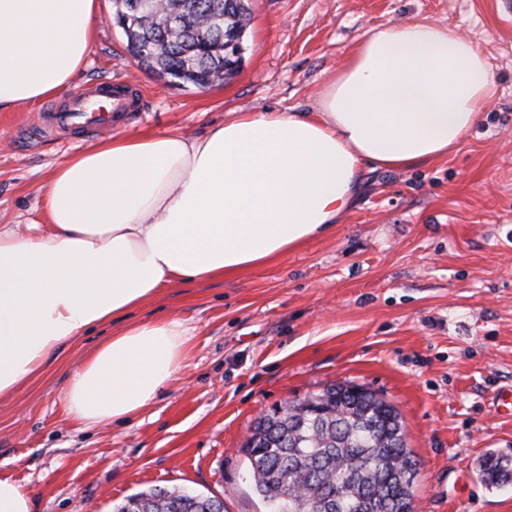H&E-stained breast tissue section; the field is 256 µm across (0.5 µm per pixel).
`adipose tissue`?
<instances>
[{
  "instance_id": "ef3b65f1",
  "label": "adipose tissue",
  "mask_w": 512,
  "mask_h": 512,
  "mask_svg": "<svg viewBox=\"0 0 512 512\" xmlns=\"http://www.w3.org/2000/svg\"><path fill=\"white\" fill-rule=\"evenodd\" d=\"M98 0H0V110L71 91ZM496 95L487 56L422 21L362 40L316 111L239 112L207 134L100 142L53 171L45 224L0 228V395L82 332L121 328L63 396L84 427L139 414L182 369L176 319L127 321L173 283L259 266L332 231L365 165L411 168L459 149Z\"/></svg>"
}]
</instances>
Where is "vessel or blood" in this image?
I'll list each match as a JSON object with an SVG mask.
<instances>
[{"label":"vessel or blood","instance_id":"b4317fda","mask_svg":"<svg viewBox=\"0 0 512 512\" xmlns=\"http://www.w3.org/2000/svg\"><path fill=\"white\" fill-rule=\"evenodd\" d=\"M144 109L138 90L123 80L109 79L42 113L41 127L55 136L103 131Z\"/></svg>","mask_w":512,"mask_h":512}]
</instances>
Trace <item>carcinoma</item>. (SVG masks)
I'll use <instances>...</instances> for the list:
<instances>
[{"instance_id":"carcinoma-1","label":"carcinoma","mask_w":512,"mask_h":512,"mask_svg":"<svg viewBox=\"0 0 512 512\" xmlns=\"http://www.w3.org/2000/svg\"><path fill=\"white\" fill-rule=\"evenodd\" d=\"M115 19L138 65L170 86L222 84L240 68L251 22L249 0H168L162 25L155 0H113ZM242 448L256 493L273 512H412L417 463L398 411L373 392L344 384L288 403L278 418L257 421ZM480 477L489 488L512 481V454L488 452ZM114 512H224L215 496L150 488L131 494Z\"/></svg>"}]
</instances>
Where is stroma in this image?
Here are the masks:
<instances>
[{
    "label": "stroma",
    "instance_id": "stroma-1",
    "mask_svg": "<svg viewBox=\"0 0 512 512\" xmlns=\"http://www.w3.org/2000/svg\"><path fill=\"white\" fill-rule=\"evenodd\" d=\"M77 84L120 78L146 109L116 136L206 133L234 112H312L326 81L373 29L422 20L487 55L497 93L458 151L407 170L364 166L362 191L329 234L232 278L175 284L129 314L181 320L187 365L133 419L77 430L63 406L73 373L112 324L64 345L0 396V473L33 512H112L151 487L217 496L224 512H269L241 451L273 407L356 383L399 412L418 463L414 512H512V485L478 472L512 448V0H251L244 61L207 89L139 68L99 0ZM49 101L0 112V225L43 218L56 166L99 142L41 132Z\"/></svg>",
    "mask_w": 512,
    "mask_h": 512
}]
</instances>
